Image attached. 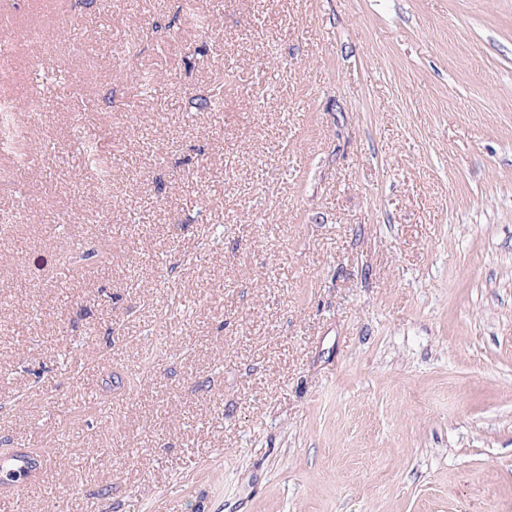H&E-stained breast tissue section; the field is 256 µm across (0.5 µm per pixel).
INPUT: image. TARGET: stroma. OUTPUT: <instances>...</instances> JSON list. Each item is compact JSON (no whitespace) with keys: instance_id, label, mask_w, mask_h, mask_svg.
Masks as SVG:
<instances>
[{"instance_id":"stroma-1","label":"stroma","mask_w":512,"mask_h":512,"mask_svg":"<svg viewBox=\"0 0 512 512\" xmlns=\"http://www.w3.org/2000/svg\"><path fill=\"white\" fill-rule=\"evenodd\" d=\"M2 15L0 512H512V0ZM51 457L31 450L10 449L0 452V482L2 487H20L35 482L44 471Z\"/></svg>"}]
</instances>
